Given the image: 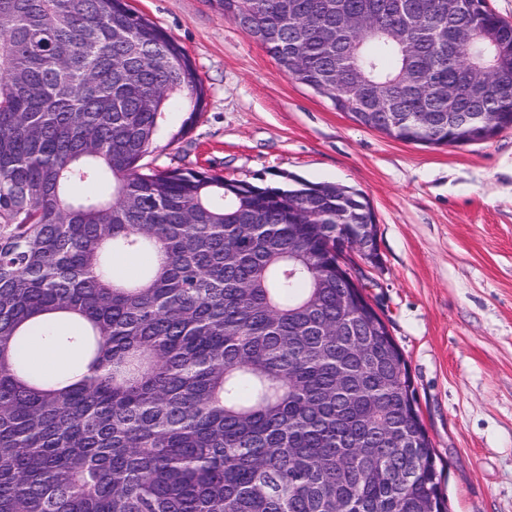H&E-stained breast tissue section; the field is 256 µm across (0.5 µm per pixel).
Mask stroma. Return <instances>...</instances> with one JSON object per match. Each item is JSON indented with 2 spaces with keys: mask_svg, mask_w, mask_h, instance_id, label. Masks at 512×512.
I'll list each match as a JSON object with an SVG mask.
<instances>
[{
  "mask_svg": "<svg viewBox=\"0 0 512 512\" xmlns=\"http://www.w3.org/2000/svg\"><path fill=\"white\" fill-rule=\"evenodd\" d=\"M173 36L206 96L162 168L258 185L291 174L361 191L383 266L370 295L401 349L448 512H512V129L476 144L404 143L358 126L209 0H128Z\"/></svg>",
  "mask_w": 512,
  "mask_h": 512,
  "instance_id": "obj_1",
  "label": "stroma"
}]
</instances>
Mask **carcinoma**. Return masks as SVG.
Wrapping results in <instances>:
<instances>
[{
  "mask_svg": "<svg viewBox=\"0 0 512 512\" xmlns=\"http://www.w3.org/2000/svg\"><path fill=\"white\" fill-rule=\"evenodd\" d=\"M210 2L366 129L456 146L512 127V56L459 45L448 67L444 0ZM477 3L512 51V23ZM448 82L451 108L430 91ZM205 95L127 0H0V512H446L403 353L339 303L363 194L144 163ZM114 252L152 261L123 277ZM53 314L84 324L55 339L87 361L66 380L24 355Z\"/></svg>",
  "mask_w": 512,
  "mask_h": 512,
  "instance_id": "obj_1",
  "label": "carcinoma"
}]
</instances>
